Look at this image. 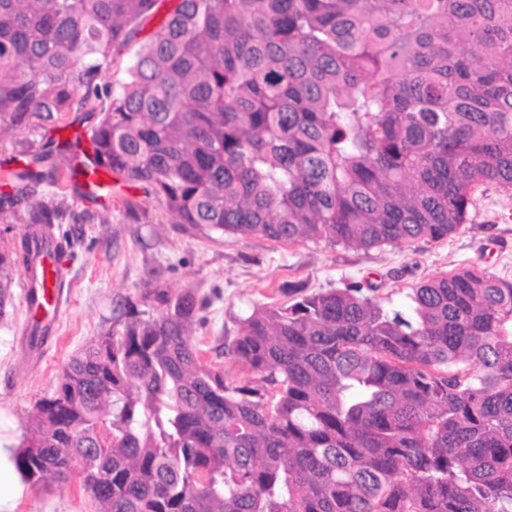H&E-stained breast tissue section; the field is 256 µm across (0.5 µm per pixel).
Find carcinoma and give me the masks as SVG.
<instances>
[{
  "label": "carcinoma",
  "mask_w": 512,
  "mask_h": 512,
  "mask_svg": "<svg viewBox=\"0 0 512 512\" xmlns=\"http://www.w3.org/2000/svg\"><path fill=\"white\" fill-rule=\"evenodd\" d=\"M0 0V133L108 99L100 158L183 232L437 242L476 190L512 189V0ZM0 192L33 269L57 207ZM236 319L224 356L190 336L207 301L150 280L116 302L38 400L12 461L79 479L97 512H512V282L478 267L388 311L350 282Z\"/></svg>",
  "instance_id": "1"
}]
</instances>
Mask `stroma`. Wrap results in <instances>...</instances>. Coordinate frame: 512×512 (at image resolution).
<instances>
[{
	"label": "stroma",
	"mask_w": 512,
	"mask_h": 512,
	"mask_svg": "<svg viewBox=\"0 0 512 512\" xmlns=\"http://www.w3.org/2000/svg\"><path fill=\"white\" fill-rule=\"evenodd\" d=\"M48 132L34 123L0 135V162L22 160L42 173L38 199L62 203L66 214L56 236L66 251L69 273L57 322L27 333L31 314L23 302V267L10 272L13 307L0 317V446L14 448L21 420L39 399L51 395L66 364L92 338L112 325L118 297L134 293L152 275L171 288L191 286L206 296L203 321L194 336L208 359L234 336L237 317L259 303H280L278 288L300 281L309 290L352 281L375 287L385 309L401 308L414 284L433 276L480 266L512 281V190H476L472 220L458 234L409 249L369 251L326 241L280 244L257 236L207 237L181 232L174 216L143 191L131 190L111 204L82 202L66 181L69 153L48 145ZM0 512H96L79 482L52 485L41 493L24 487Z\"/></svg>",
	"instance_id": "stroma-1"
}]
</instances>
